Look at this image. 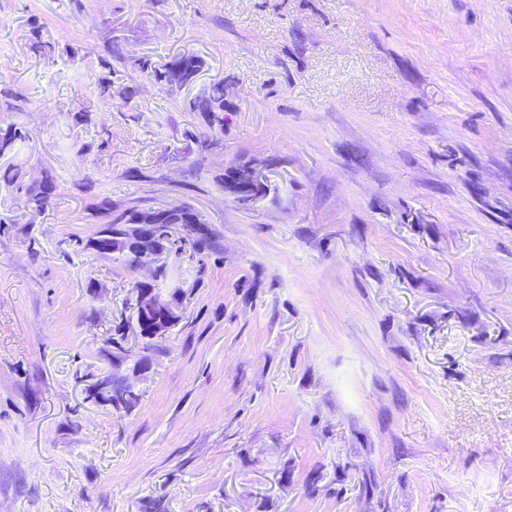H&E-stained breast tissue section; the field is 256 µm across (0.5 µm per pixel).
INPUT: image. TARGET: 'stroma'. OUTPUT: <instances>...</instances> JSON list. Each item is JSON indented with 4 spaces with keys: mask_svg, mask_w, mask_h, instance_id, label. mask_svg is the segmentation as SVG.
<instances>
[{
    "mask_svg": "<svg viewBox=\"0 0 512 512\" xmlns=\"http://www.w3.org/2000/svg\"><path fill=\"white\" fill-rule=\"evenodd\" d=\"M12 130L0 512H512V0H0ZM104 201L208 243L153 277L91 248ZM198 68V62L193 57H184L173 62L164 72L154 71L148 73L149 76H153L156 82L166 81L170 84L182 85L190 80L184 77L183 72L190 70L191 75H195ZM185 107L189 112H203L202 114L208 115V118L215 112H224L223 81L212 83L205 97L187 100ZM160 213L162 215L160 224H162L163 230L157 234L162 238L164 242L170 244L172 247L181 243V245H179L177 248L181 250L183 244H187L186 239H173L169 231L170 224H177L183 215L193 217L195 223H197L193 224L194 221L185 222V224H190L186 226L188 231L197 235V238L192 241V245L199 248L202 246L203 242L206 241L207 236L204 228L202 227V224H207V222L203 218V215L196 212L191 206L185 204L174 205L160 210ZM137 335L145 338L166 336L180 314L176 307L147 288H136L132 299Z\"/></svg>",
    "mask_w": 512,
    "mask_h": 512,
    "instance_id": "stroma-1",
    "label": "stroma"
}]
</instances>
